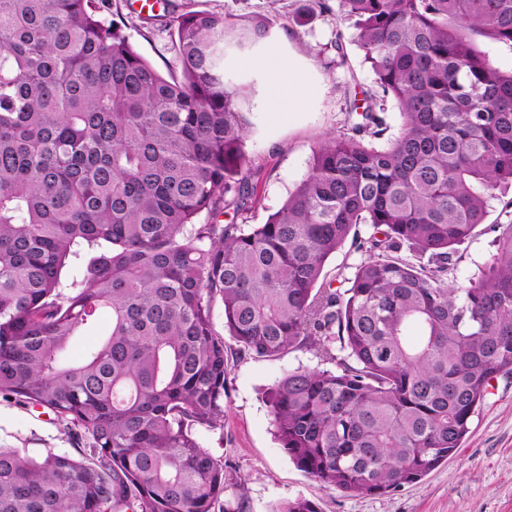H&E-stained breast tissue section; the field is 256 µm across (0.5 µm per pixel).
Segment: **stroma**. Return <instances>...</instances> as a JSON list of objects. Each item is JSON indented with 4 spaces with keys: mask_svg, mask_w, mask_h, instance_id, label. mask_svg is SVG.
Returning <instances> with one entry per match:
<instances>
[{
    "mask_svg": "<svg viewBox=\"0 0 512 512\" xmlns=\"http://www.w3.org/2000/svg\"><path fill=\"white\" fill-rule=\"evenodd\" d=\"M121 11L133 47L166 76L181 68L166 18L191 11L223 14L229 20L263 15L273 36L283 42L304 76L298 110L269 109L270 77L253 56L226 64V78L254 81L252 128L246 151L261 169L259 202L248 212L249 223H265L305 174L313 148L349 127L348 93L374 86V76L353 41L347 22L333 13L304 15L305 0H158L154 19H144L131 0H109ZM342 49H335V42ZM345 63H338V54ZM311 351L299 349L280 358H257L227 347L224 425L198 429L199 442L224 458L234 476L214 512H277L285 502L303 497L319 512H512V377L501 376L458 452L433 472L400 491L384 496H345L323 488L299 470L274 436L263 396L285 372L320 367ZM0 447L14 448L37 459L54 450L86 462L94 456L86 442L74 441L67 423L53 414L0 396Z\"/></svg>",
    "mask_w": 512,
    "mask_h": 512,
    "instance_id": "stroma-1",
    "label": "stroma"
}]
</instances>
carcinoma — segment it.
Instances as JSON below:
<instances>
[{
    "label": "carcinoma",
    "instance_id": "cac0c4a2",
    "mask_svg": "<svg viewBox=\"0 0 512 512\" xmlns=\"http://www.w3.org/2000/svg\"><path fill=\"white\" fill-rule=\"evenodd\" d=\"M106 2L0 0V395L70 422L97 457L0 448V512H214L232 473L195 430L224 426L218 301L239 352L327 365L267 392L307 476L380 496L448 461L512 373V220L486 223L512 188V67L481 47L512 46V0H336L375 91L263 224L245 217L250 88L224 62L270 19L170 17L182 78L167 79ZM480 226L493 250L461 281L456 245ZM348 241L366 258L327 277ZM104 311L103 337L65 360Z\"/></svg>",
    "mask_w": 512,
    "mask_h": 512
}]
</instances>
